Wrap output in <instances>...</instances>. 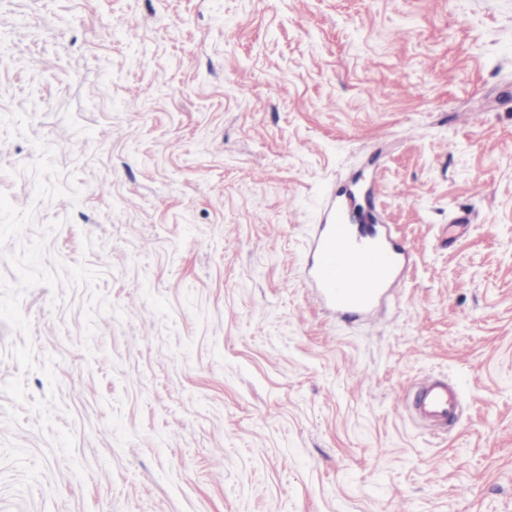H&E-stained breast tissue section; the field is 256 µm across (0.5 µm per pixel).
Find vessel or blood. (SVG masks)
<instances>
[{
	"instance_id": "vessel-or-blood-1",
	"label": "vessel or blood",
	"mask_w": 512,
	"mask_h": 512,
	"mask_svg": "<svg viewBox=\"0 0 512 512\" xmlns=\"http://www.w3.org/2000/svg\"><path fill=\"white\" fill-rule=\"evenodd\" d=\"M411 257L387 232L370 242L353 241L340 200H332L317 228L306 280L320 302L340 315L373 316L390 291L403 287ZM414 414L431 431H440L462 415L458 389L434 378L421 384Z\"/></svg>"
}]
</instances>
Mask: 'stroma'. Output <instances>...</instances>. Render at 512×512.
<instances>
[{
	"instance_id": "1",
	"label": "stroma",
	"mask_w": 512,
	"mask_h": 512,
	"mask_svg": "<svg viewBox=\"0 0 512 512\" xmlns=\"http://www.w3.org/2000/svg\"><path fill=\"white\" fill-rule=\"evenodd\" d=\"M0 512H512V0H0ZM324 222L317 228L306 267L310 288L336 314L374 319L390 291L403 287L409 253L384 230L372 242L355 243L336 196ZM414 415L433 433L462 415L458 389L445 379L434 378L420 385L413 400Z\"/></svg>"
}]
</instances>
